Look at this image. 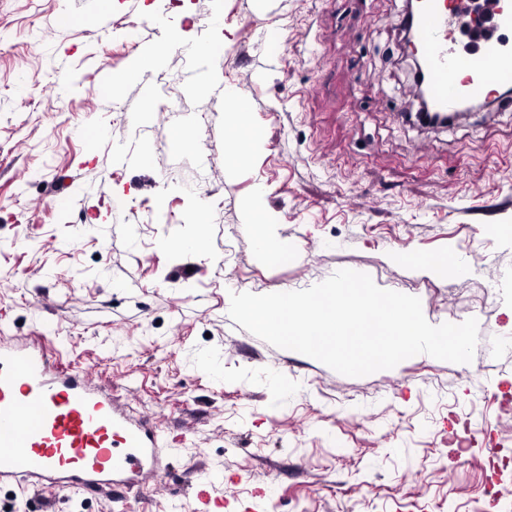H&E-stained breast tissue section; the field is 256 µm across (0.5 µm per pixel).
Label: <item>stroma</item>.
<instances>
[{
    "mask_svg": "<svg viewBox=\"0 0 512 512\" xmlns=\"http://www.w3.org/2000/svg\"><path fill=\"white\" fill-rule=\"evenodd\" d=\"M401 9L0 0V340L49 336L59 365L96 366L179 443L169 494L6 484L0 512H200L199 466L220 473L223 512H512V111L405 123ZM233 93L260 131L239 169ZM252 201L287 260H265ZM403 251L469 269L417 270ZM340 269L420 298L430 324L476 318L472 362L348 377L229 316L231 293Z\"/></svg>",
    "mask_w": 512,
    "mask_h": 512,
    "instance_id": "35a3bbf8",
    "label": "stroma"
}]
</instances>
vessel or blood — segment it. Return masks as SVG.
I'll return each mask as SVG.
<instances>
[{
  "instance_id": "b4317fda",
  "label": "vessel or blood",
  "mask_w": 512,
  "mask_h": 512,
  "mask_svg": "<svg viewBox=\"0 0 512 512\" xmlns=\"http://www.w3.org/2000/svg\"><path fill=\"white\" fill-rule=\"evenodd\" d=\"M487 31L475 50L457 47L459 13L448 0H423L413 19L415 42L428 66L430 96L444 112L461 100L491 99L493 82L512 78V0H486ZM174 449L148 419L130 414L105 389L95 367L74 375L58 369L40 339L0 342V484L80 486L109 493L129 484L166 488Z\"/></svg>"
}]
</instances>
